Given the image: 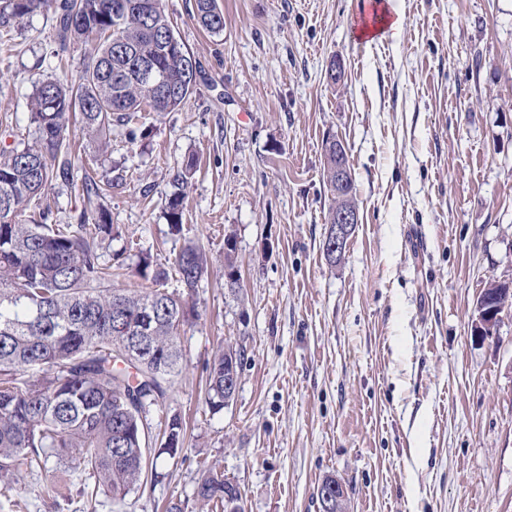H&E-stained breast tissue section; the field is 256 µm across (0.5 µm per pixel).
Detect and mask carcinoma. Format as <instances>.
<instances>
[{
    "mask_svg": "<svg viewBox=\"0 0 512 512\" xmlns=\"http://www.w3.org/2000/svg\"><path fill=\"white\" fill-rule=\"evenodd\" d=\"M0 0V27L39 9L57 19L60 50L96 38V52L79 79L47 78L30 100L34 144L0 150V496L11 499L25 474L49 471V461H69L94 479L121 507L148 478L149 444L171 458L184 451V426L165 417L152 433L146 413L162 407L182 370L181 333L199 319L195 289L210 258L195 244L184 246L169 264L144 258L137 289L112 287V266L100 250L112 242V225L99 210L93 223L49 224L48 210H32L57 180L73 178L72 122L81 135L107 152L112 125L131 127L139 113L172 112L192 92V58L182 42L160 40L175 33L163 0ZM194 17L213 35L224 32L218 0H194ZM142 64L156 66L181 93L164 100L130 78ZM336 144L325 141L323 175L336 194ZM196 171L189 156L177 172L178 191L167 200L173 230L184 212L183 187ZM184 290L169 291L170 275ZM208 364L205 402L224 409V349ZM224 472L204 470L195 497L206 512H226Z\"/></svg>",
    "mask_w": 512,
    "mask_h": 512,
    "instance_id": "obj_1",
    "label": "carcinoma"
}]
</instances>
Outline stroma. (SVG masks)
I'll return each instance as SVG.
<instances>
[{
    "mask_svg": "<svg viewBox=\"0 0 512 512\" xmlns=\"http://www.w3.org/2000/svg\"><path fill=\"white\" fill-rule=\"evenodd\" d=\"M361 2L219 0L217 37L194 20V0H164L197 63L192 94L142 113L136 138L113 127L108 153L82 143L80 174L111 192L87 198L59 180L47 191L53 224L107 209L114 287H139L140 258L165 264L190 242L213 259L185 365L147 415H180L186 449L158 459L125 512H199L211 465L245 512H318L329 474L350 512H512V311L495 335L472 334L485 282L512 278V0H399L400 40L359 45ZM94 50H60L45 10L0 31V148L35 140L36 82L77 80ZM330 134L347 147L360 216L335 265L322 251ZM192 153L175 233L167 199ZM222 342L246 356L234 399L214 412L206 365ZM53 474L57 512H85L91 479L68 463Z\"/></svg>",
    "mask_w": 512,
    "mask_h": 512,
    "instance_id": "obj_1",
    "label": "stroma"
}]
</instances>
